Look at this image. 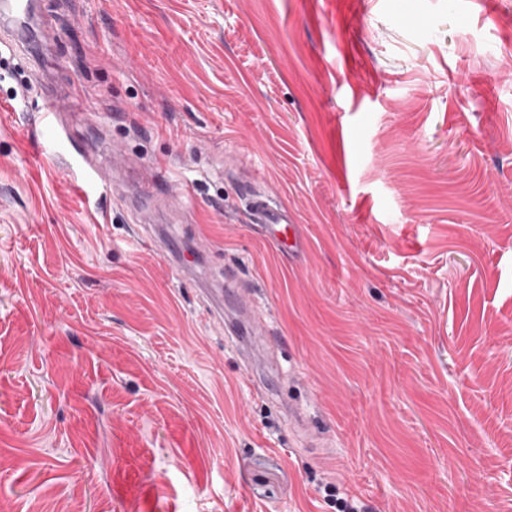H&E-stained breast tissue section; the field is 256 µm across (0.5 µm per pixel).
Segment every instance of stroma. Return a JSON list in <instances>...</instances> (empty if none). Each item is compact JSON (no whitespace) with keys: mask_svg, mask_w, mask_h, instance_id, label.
<instances>
[{"mask_svg":"<svg viewBox=\"0 0 512 512\" xmlns=\"http://www.w3.org/2000/svg\"><path fill=\"white\" fill-rule=\"evenodd\" d=\"M485 2L38 0L47 69L0 48V512H334L329 482L512 512V0ZM71 138L110 192L63 174ZM116 153L166 168L147 217ZM226 273L304 435L204 314ZM249 202L265 240L279 252L294 251L296 242L290 239L294 219L288 208L264 195H250Z\"/></svg>","mask_w":512,"mask_h":512,"instance_id":"35a3bbf8","label":"stroma"}]
</instances>
